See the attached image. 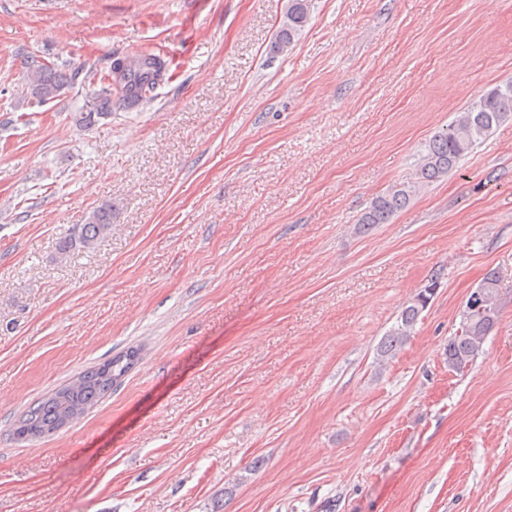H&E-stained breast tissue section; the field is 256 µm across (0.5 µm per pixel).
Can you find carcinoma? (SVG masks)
<instances>
[{
  "label": "carcinoma",
  "instance_id": "carcinoma-1",
  "mask_svg": "<svg viewBox=\"0 0 512 512\" xmlns=\"http://www.w3.org/2000/svg\"><path fill=\"white\" fill-rule=\"evenodd\" d=\"M308 0H288L277 37L271 51L282 53L288 50L298 32L308 21ZM28 69L27 87L33 98L46 103L59 96L66 88L75 84L77 71L63 72L55 65L35 58L26 60ZM166 63L157 55L144 53L130 60L117 59L110 73L122 81V94L117 100L101 93L93 110L78 112L75 124L89 129L100 118L112 113V105L133 109L144 99L147 91L157 83ZM512 118V83L498 85L467 108L456 113L446 128L437 132L421 154L413 178L393 186L378 196L358 219L359 228L366 231L377 224H387L402 209L407 207L421 189L447 176L461 160L486 140L500 124ZM112 230V204L93 210L86 223L77 224L58 244L61 259H67L79 251L95 249L98 242ZM499 282L496 273L483 278L480 286L487 287L486 294L477 297L470 294L461 315L459 328L448 339L446 358L448 370L462 372L471 366L482 352L483 344L495 329L499 319ZM437 281L430 280L402 308L396 322L391 326L376 350L375 360L382 367L395 358L407 342L414 327L434 294ZM136 352L110 358L81 372L76 380L53 391L28 407L14 430L22 437L26 431L51 432L60 426L67 410L81 414L98 404L112 386L135 364Z\"/></svg>",
  "mask_w": 512,
  "mask_h": 512
}]
</instances>
